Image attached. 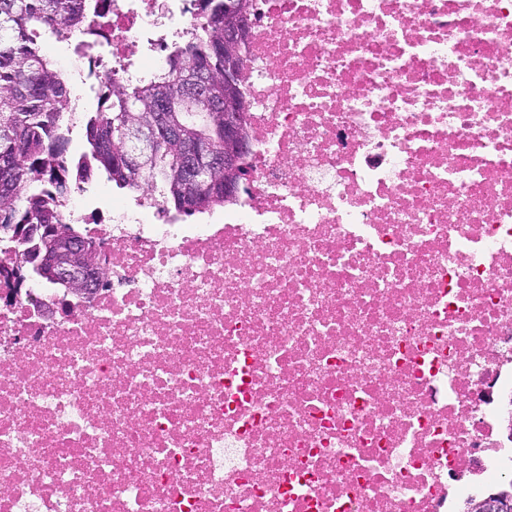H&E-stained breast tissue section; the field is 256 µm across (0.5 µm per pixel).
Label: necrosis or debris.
Here are the masks:
<instances>
[{
    "instance_id": "4bbe7bcc",
    "label": "necrosis or debris",
    "mask_w": 512,
    "mask_h": 512,
    "mask_svg": "<svg viewBox=\"0 0 512 512\" xmlns=\"http://www.w3.org/2000/svg\"><path fill=\"white\" fill-rule=\"evenodd\" d=\"M94 10L82 93L147 83L201 17ZM250 21L223 212L66 197L106 256L89 296L17 287L0 251V512H460L512 472V0Z\"/></svg>"
}]
</instances>
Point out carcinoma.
<instances>
[{
    "mask_svg": "<svg viewBox=\"0 0 512 512\" xmlns=\"http://www.w3.org/2000/svg\"><path fill=\"white\" fill-rule=\"evenodd\" d=\"M230 2L206 0L204 18L172 48L149 83L110 79L103 84L100 108L86 116L84 155L119 189L151 186L164 209L176 215L222 207L224 191L201 206L184 199L181 154L171 144L135 175L115 163L114 152L124 146L121 129L145 112L163 113L162 120L182 127L191 141L224 147V4ZM88 21V0H0V241L26 253L39 238L15 237V225L78 232L63 222L56 204L81 189L68 174L71 157L62 133L71 119L67 82L38 39L46 34L65 39Z\"/></svg>",
    "mask_w": 512,
    "mask_h": 512,
    "instance_id": "carcinoma-1",
    "label": "carcinoma"
}]
</instances>
